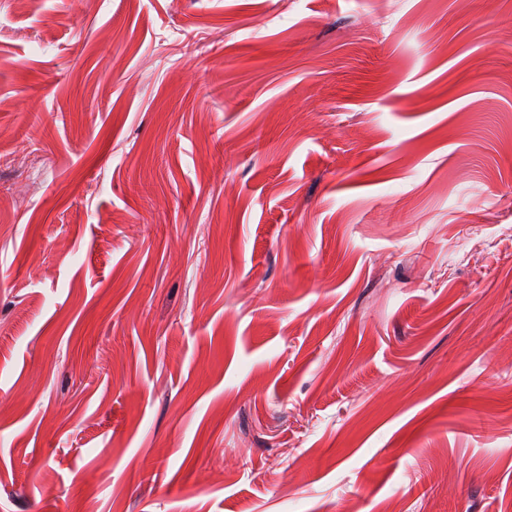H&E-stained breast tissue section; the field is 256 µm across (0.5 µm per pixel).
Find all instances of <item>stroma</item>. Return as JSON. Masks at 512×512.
I'll list each match as a JSON object with an SVG mask.
<instances>
[{
  "label": "stroma",
  "instance_id": "stroma-1",
  "mask_svg": "<svg viewBox=\"0 0 512 512\" xmlns=\"http://www.w3.org/2000/svg\"><path fill=\"white\" fill-rule=\"evenodd\" d=\"M0 512H512V0H0Z\"/></svg>",
  "mask_w": 512,
  "mask_h": 512
}]
</instances>
